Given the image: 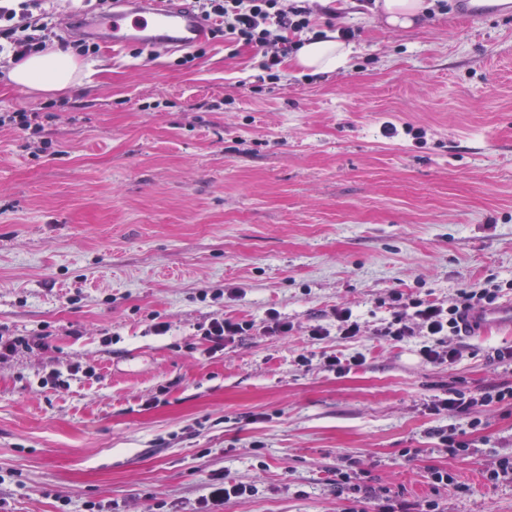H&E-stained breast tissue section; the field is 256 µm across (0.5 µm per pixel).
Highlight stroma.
<instances>
[{"label": "stroma", "instance_id": "1", "mask_svg": "<svg viewBox=\"0 0 512 512\" xmlns=\"http://www.w3.org/2000/svg\"><path fill=\"white\" fill-rule=\"evenodd\" d=\"M282 5L318 34L354 28L346 65L288 55L273 83L220 36L184 66L103 47L45 94L0 63V113L51 107L55 148L0 128V336L29 342L0 361L10 512H193L214 473L255 489L224 512H341L347 465L407 498L443 468L473 487L440 492L444 512H512V481L481 477L512 454V406L482 408L464 459L431 435L447 416L424 410L512 384L493 358L512 325L462 337L440 367L375 334L394 291L445 301L493 282L512 300V16L476 25L448 0L396 30L366 0ZM340 307L361 335L313 338ZM271 311L288 335L265 333ZM221 316L253 328L214 353L203 329ZM356 351L350 372L323 365ZM66 365L79 371L58 383Z\"/></svg>", "mask_w": 512, "mask_h": 512}]
</instances>
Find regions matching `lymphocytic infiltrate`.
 Masks as SVG:
<instances>
[{
	"label": "lymphocytic infiltrate",
	"instance_id": "1",
	"mask_svg": "<svg viewBox=\"0 0 512 512\" xmlns=\"http://www.w3.org/2000/svg\"><path fill=\"white\" fill-rule=\"evenodd\" d=\"M50 0H0V54L13 61H21L30 54L48 50L60 36L57 31L56 13L49 6ZM197 11L215 21V34L229 36L233 42L252 46L262 55L261 66L268 79H277L281 55L269 52L272 29L282 33L284 49H292L293 36L310 28L305 11L293 7L282 8L281 0H192ZM500 286L456 289L448 302L422 299L400 292L391 293L393 312L382 324L379 334L393 345L420 337L419 354L423 361L439 367L453 364L459 356L458 349L449 347L448 337L462 334V316L473 308L495 303ZM512 405V386L502 384L474 397L464 391L454 390L448 396L438 397L427 403L430 414H447L449 423L435 432L440 445L449 455L468 454V432L480 430L482 421L478 409L491 404ZM336 487L344 495L342 512H370L367 504H374L371 512H443L437 498L439 491L449 494L470 493L469 485L457 480L454 473L440 468L429 473L431 495L412 500L391 495L389 489L367 485L359 471L351 468L337 469Z\"/></svg>",
	"mask_w": 512,
	"mask_h": 512
}]
</instances>
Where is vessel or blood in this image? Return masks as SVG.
I'll use <instances>...</instances> for the list:
<instances>
[{"instance_id":"vessel-or-blood-1","label":"vessel or blood","mask_w":512,"mask_h":512,"mask_svg":"<svg viewBox=\"0 0 512 512\" xmlns=\"http://www.w3.org/2000/svg\"><path fill=\"white\" fill-rule=\"evenodd\" d=\"M211 23L178 0H114L111 10L85 22L83 34L118 53L131 45L170 51L194 47L207 40ZM466 321L471 335L512 324V300L494 307L475 308Z\"/></svg>"}]
</instances>
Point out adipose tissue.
<instances>
[{"mask_svg":"<svg viewBox=\"0 0 512 512\" xmlns=\"http://www.w3.org/2000/svg\"><path fill=\"white\" fill-rule=\"evenodd\" d=\"M350 51L347 43L334 37H319L300 46L297 63L316 72L331 71L346 62ZM77 69L78 64L70 55L49 51L14 64L8 77L16 87L53 92L71 86Z\"/></svg>","mask_w":512,"mask_h":512,"instance_id":"1","label":"adipose tissue"}]
</instances>
